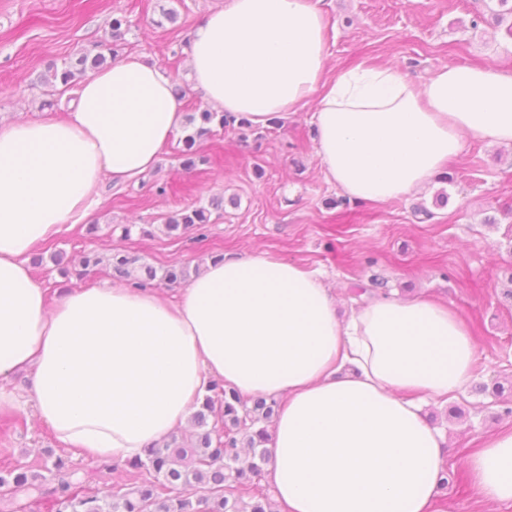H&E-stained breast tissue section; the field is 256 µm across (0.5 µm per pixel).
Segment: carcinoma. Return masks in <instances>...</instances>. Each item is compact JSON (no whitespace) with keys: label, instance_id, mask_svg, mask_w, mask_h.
Listing matches in <instances>:
<instances>
[{"label":"carcinoma","instance_id":"cac0c4a2","mask_svg":"<svg viewBox=\"0 0 512 512\" xmlns=\"http://www.w3.org/2000/svg\"><path fill=\"white\" fill-rule=\"evenodd\" d=\"M122 25L123 20L112 19V43L106 52H83L60 67L52 63L43 82L72 90L87 71L112 63L118 57ZM194 121L195 131L185 136L180 149L188 168L205 161L196 145L211 132L210 125L230 123L224 115L208 110L190 116L189 122ZM208 223L209 207L189 205L168 216L164 227L168 234L180 235ZM136 262L137 258L121 251L110 257L112 271L122 278L132 276ZM189 278L187 266H170L161 273L146 266L136 284L172 285ZM214 393L193 415L192 422L200 429L193 441L184 443L172 435L163 444L149 447L144 457L125 462V483L102 496L83 493L77 472L63 473L64 464L55 461L44 467L43 474L16 467L1 470L0 498L25 495L35 503L46 502L49 512H274L257 479L269 461V434L263 424L273 418L277 402L259 398L250 404L236 390L220 385L214 386ZM211 419L216 422L212 427ZM246 496L250 501L244 500Z\"/></svg>","mask_w":512,"mask_h":512}]
</instances>
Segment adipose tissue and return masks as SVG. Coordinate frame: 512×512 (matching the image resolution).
Wrapping results in <instances>:
<instances>
[{
	"instance_id": "1",
	"label": "adipose tissue",
	"mask_w": 512,
	"mask_h": 512,
	"mask_svg": "<svg viewBox=\"0 0 512 512\" xmlns=\"http://www.w3.org/2000/svg\"><path fill=\"white\" fill-rule=\"evenodd\" d=\"M320 2L224 0L190 34L191 89L248 125L313 107L324 176L358 203L426 189L468 141L512 148V71L448 65L419 86L393 66L329 73ZM74 94L57 118H0V413L32 411L65 450L123 462L224 384L282 403L268 477L283 512H431L444 441L419 401L463 392L478 354L448 305L375 296L344 314L319 271L263 252L210 257L169 298L123 284L49 301L35 245L85 223L105 176L139 183L185 126L172 76L138 54ZM463 467L481 499L512 503V428Z\"/></svg>"
}]
</instances>
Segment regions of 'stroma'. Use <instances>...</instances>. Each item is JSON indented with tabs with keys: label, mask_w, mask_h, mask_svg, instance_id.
Instances as JSON below:
<instances>
[{
	"label": "stroma",
	"mask_w": 512,
	"mask_h": 512,
	"mask_svg": "<svg viewBox=\"0 0 512 512\" xmlns=\"http://www.w3.org/2000/svg\"><path fill=\"white\" fill-rule=\"evenodd\" d=\"M222 0H0V115L48 117L41 83L50 63L78 52L96 53L111 42L113 19H123L122 51L137 53L187 85L186 47L203 14ZM330 19L329 70L367 60L399 67L421 83L445 65L491 63L512 70V35L493 18L497 0H322ZM177 14L164 20L163 10ZM311 110L267 126H213L200 140L196 169L182 165L169 145L154 171L137 184L105 180L91 226L38 244L42 265L32 266L50 299L107 279L106 260L124 250L156 268L200 263L222 253L261 250L321 272L337 295L381 281L388 294H426L447 302L479 340L468 388L449 407H423L425 420L446 440L448 483L439 487L440 512H512L479 501L462 467L467 449L483 436L512 427L504 409L512 399L492 393L512 382V150L467 142L451 159L447 178L421 194L381 205L349 202L324 177L317 157ZM225 199L212 211L204 237H168V215L188 204ZM431 219H424V212ZM130 236H123L124 225ZM101 262L88 274L82 252ZM0 448L12 464L42 472L48 458L76 470L86 491L106 492L126 475L60 447L52 430L31 412L0 414Z\"/></svg>",
	"instance_id": "obj_1"
}]
</instances>
